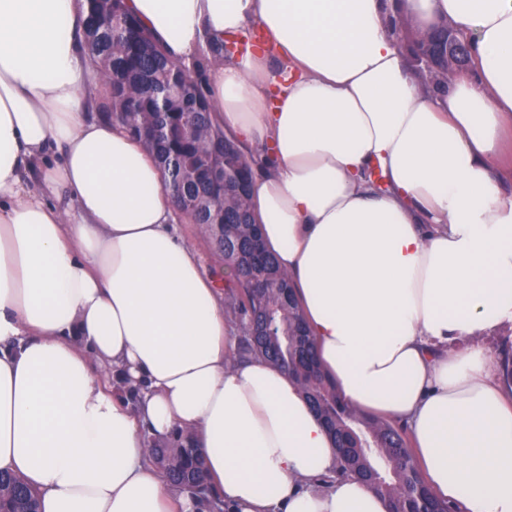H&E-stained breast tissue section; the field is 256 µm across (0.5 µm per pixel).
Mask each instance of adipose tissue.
<instances>
[{"mask_svg":"<svg viewBox=\"0 0 512 512\" xmlns=\"http://www.w3.org/2000/svg\"><path fill=\"white\" fill-rule=\"evenodd\" d=\"M82 0H0V471L40 512H388L337 475L298 384L236 331L173 228L153 156L87 116ZM175 61L256 24L208 73L254 153L251 213L342 400L404 425L422 482L512 512V389L478 340L512 322V0H127ZM445 21L472 72L426 88L390 31ZM41 173L37 190L25 176ZM68 192L73 206L56 205ZM471 345L449 353L450 341ZM191 434L208 498L146 437Z\"/></svg>","mask_w":512,"mask_h":512,"instance_id":"ef3b65f1","label":"adipose tissue"}]
</instances>
